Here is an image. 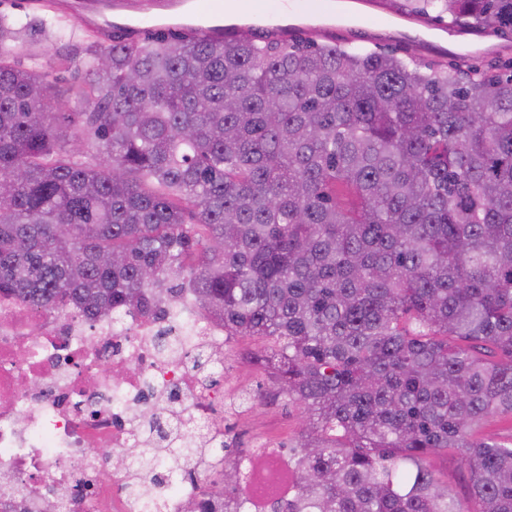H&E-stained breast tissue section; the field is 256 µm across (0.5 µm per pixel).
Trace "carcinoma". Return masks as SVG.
<instances>
[{"label":"carcinoma","mask_w":512,"mask_h":512,"mask_svg":"<svg viewBox=\"0 0 512 512\" xmlns=\"http://www.w3.org/2000/svg\"><path fill=\"white\" fill-rule=\"evenodd\" d=\"M430 13L512 34V0L396 8ZM228 30L92 40L63 95L0 23V292L90 324L187 294L252 339L305 412L269 512H466L439 451L471 512H512V443L475 436L512 417V75ZM71 103L79 126L58 122ZM142 468V493L167 490ZM239 481L212 484L224 512H250ZM427 465L437 472L443 480H448L457 496L464 502L472 506L469 501L468 475L466 471L461 470L454 456L444 453H435L427 458Z\"/></svg>","instance_id":"carcinoma-1"}]
</instances>
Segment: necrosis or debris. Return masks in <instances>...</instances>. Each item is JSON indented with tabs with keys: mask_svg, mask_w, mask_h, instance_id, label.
I'll use <instances>...</instances> for the list:
<instances>
[{
	"mask_svg": "<svg viewBox=\"0 0 512 512\" xmlns=\"http://www.w3.org/2000/svg\"><path fill=\"white\" fill-rule=\"evenodd\" d=\"M223 356V321L176 305L154 320L115 313L91 329L0 294V512H43L61 492L75 512H141L128 491L133 469L97 451L158 445L139 421L147 407L162 424L182 418L186 438L215 449L209 465L178 475L162 512H182L190 499L222 512L207 491L224 460ZM295 478L282 449L266 445L252 450L240 491L253 512H266Z\"/></svg>",
	"mask_w": 512,
	"mask_h": 512,
	"instance_id": "obj_1",
	"label": "necrosis or debris"
}]
</instances>
